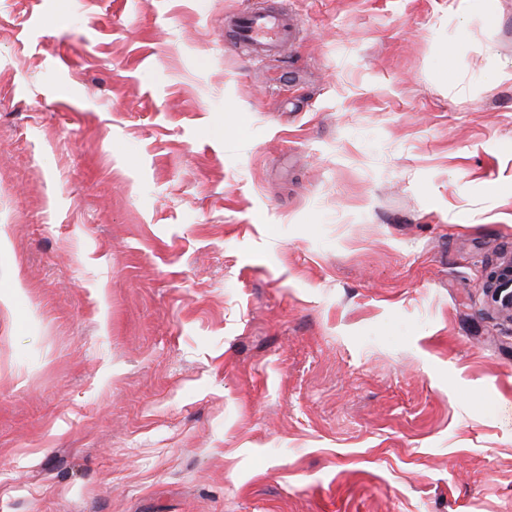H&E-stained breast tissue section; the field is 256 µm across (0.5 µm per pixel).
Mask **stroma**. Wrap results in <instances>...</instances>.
Wrapping results in <instances>:
<instances>
[{
	"label": "stroma",
	"instance_id": "1",
	"mask_svg": "<svg viewBox=\"0 0 512 512\" xmlns=\"http://www.w3.org/2000/svg\"><path fill=\"white\" fill-rule=\"evenodd\" d=\"M0 0V512H512V0ZM297 20L275 8H247L224 17V32L233 44L249 49L252 59L262 61L293 39Z\"/></svg>",
	"mask_w": 512,
	"mask_h": 512
}]
</instances>
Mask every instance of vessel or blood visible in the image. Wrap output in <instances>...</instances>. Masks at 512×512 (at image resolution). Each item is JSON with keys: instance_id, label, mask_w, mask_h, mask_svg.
I'll return each mask as SVG.
<instances>
[{"instance_id": "b4317fda", "label": "vessel or blood", "mask_w": 512, "mask_h": 512, "mask_svg": "<svg viewBox=\"0 0 512 512\" xmlns=\"http://www.w3.org/2000/svg\"><path fill=\"white\" fill-rule=\"evenodd\" d=\"M296 24L295 16L275 8H247L225 16L224 32L260 61L279 53L293 39Z\"/></svg>"}]
</instances>
